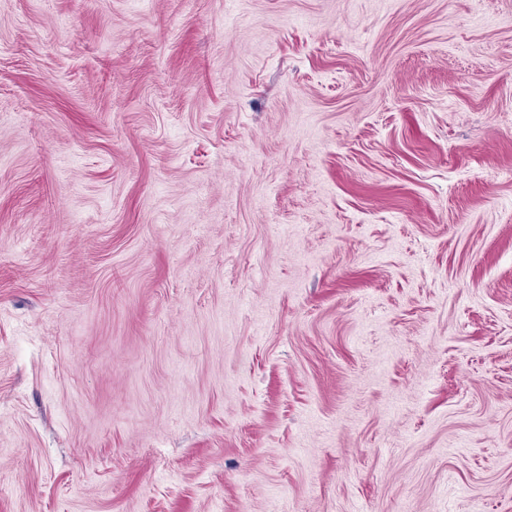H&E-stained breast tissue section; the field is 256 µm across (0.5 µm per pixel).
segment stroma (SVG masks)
<instances>
[{
  "mask_svg": "<svg viewBox=\"0 0 512 512\" xmlns=\"http://www.w3.org/2000/svg\"><path fill=\"white\" fill-rule=\"evenodd\" d=\"M0 512H512V0H0Z\"/></svg>",
  "mask_w": 512,
  "mask_h": 512,
  "instance_id": "35a3bbf8",
  "label": "stroma"
}]
</instances>
